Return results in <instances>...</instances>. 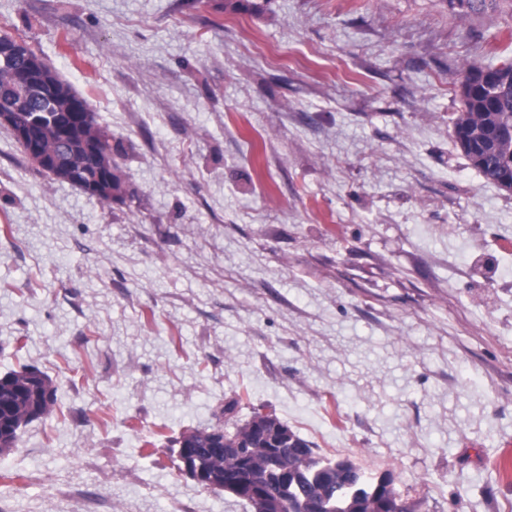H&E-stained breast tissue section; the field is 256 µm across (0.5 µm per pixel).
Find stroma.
<instances>
[{
	"label": "stroma",
	"instance_id": "1",
	"mask_svg": "<svg viewBox=\"0 0 512 512\" xmlns=\"http://www.w3.org/2000/svg\"><path fill=\"white\" fill-rule=\"evenodd\" d=\"M255 2L0 0L131 189L0 127V373L57 397L0 457V512H249L170 449L235 396L415 512H512V192L453 135L512 6ZM22 152L28 158L30 155L31 161L45 173H48L58 180L74 182V173L69 164H63L61 160L55 157L47 158L43 156H36L32 153L28 155L27 151L24 149H22Z\"/></svg>",
	"mask_w": 512,
	"mask_h": 512
}]
</instances>
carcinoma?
<instances>
[{"mask_svg":"<svg viewBox=\"0 0 512 512\" xmlns=\"http://www.w3.org/2000/svg\"><path fill=\"white\" fill-rule=\"evenodd\" d=\"M459 5H453V2ZM498 0H446L456 15L484 13ZM16 39L0 35V109L13 113L16 129L33 128L28 146L52 156L70 140L69 160L77 180L87 183L97 175L112 172V189L125 185L112 158V134L95 123L83 127L79 113L87 100L46 64L48 94L41 96L39 111L46 113L33 124V111L17 107L10 93L18 94L15 76L28 58L15 52ZM461 107L453 123L456 143L482 176L501 189L512 171V61L499 66L466 67L460 85ZM56 404L55 388L43 373L31 368L0 374V456L10 453L20 428L34 419L47 417ZM239 401L224 404V424L188 432L189 447L199 451L200 463L216 485L226 480L239 482L230 495L245 502L251 512H263L251 484H263V494L280 503L284 512H410L403 504L389 474L367 472L348 459L333 460L315 453L302 438L279 418L260 422L232 420ZM292 476L288 484L278 481L280 473Z\"/></svg>","mask_w":512,"mask_h":512,"instance_id":"obj_1","label":"carcinoma"}]
</instances>
